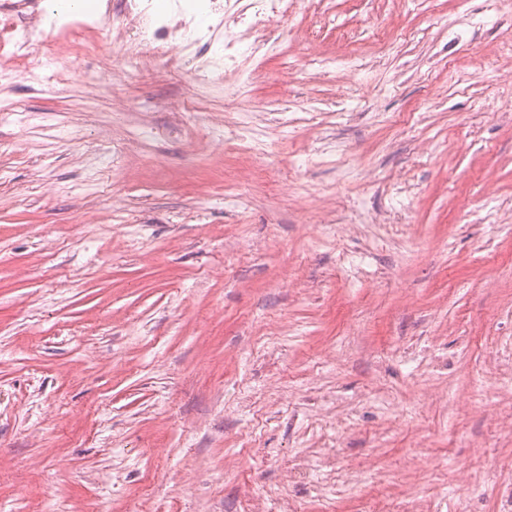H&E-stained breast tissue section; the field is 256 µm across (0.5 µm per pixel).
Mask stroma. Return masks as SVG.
<instances>
[{
	"mask_svg": "<svg viewBox=\"0 0 512 512\" xmlns=\"http://www.w3.org/2000/svg\"><path fill=\"white\" fill-rule=\"evenodd\" d=\"M191 57L0 48V512H500L512 0H288ZM285 5L284 0H253L247 5L248 9H252L254 11V17L257 21L251 25L247 30L254 28V36L249 41L248 47L245 48L244 54L250 52L251 55H268L272 46L269 45L270 41L266 38L263 30L261 29L262 20L260 17L264 18L271 14L280 13L283 10Z\"/></svg>",
	"mask_w": 512,
	"mask_h": 512,
	"instance_id": "stroma-1",
	"label": "stroma"
}]
</instances>
